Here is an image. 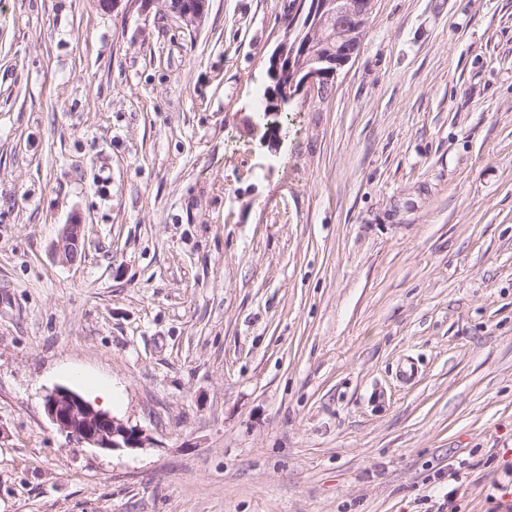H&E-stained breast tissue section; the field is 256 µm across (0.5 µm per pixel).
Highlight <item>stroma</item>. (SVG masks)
<instances>
[{
  "label": "stroma",
  "mask_w": 512,
  "mask_h": 512,
  "mask_svg": "<svg viewBox=\"0 0 512 512\" xmlns=\"http://www.w3.org/2000/svg\"><path fill=\"white\" fill-rule=\"evenodd\" d=\"M287 5L0 0V512L512 499V0H375L257 127ZM172 1L171 6L166 10L185 22L187 25H193L201 21L204 16L206 3L209 0H168ZM80 227L81 224H65L59 232L56 248L66 260L77 255ZM43 400L51 422L77 444L101 450L135 451L145 448L150 441L140 426L95 408L66 387L54 388Z\"/></svg>",
  "instance_id": "obj_1"
}]
</instances>
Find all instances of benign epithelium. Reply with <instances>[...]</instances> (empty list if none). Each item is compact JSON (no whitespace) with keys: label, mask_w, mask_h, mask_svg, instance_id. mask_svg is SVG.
I'll use <instances>...</instances> for the list:
<instances>
[{"label":"benign epithelium","mask_w":512,"mask_h":512,"mask_svg":"<svg viewBox=\"0 0 512 512\" xmlns=\"http://www.w3.org/2000/svg\"><path fill=\"white\" fill-rule=\"evenodd\" d=\"M208 0H172L167 11L193 25L204 16ZM375 0H290L282 39L269 58V75L275 87L269 92L270 112H279L300 94L327 98V77L357 53L374 11ZM311 30L321 51L312 57L288 52L291 36L298 27ZM80 225L64 224L56 248L69 260L77 255ZM44 410L51 422L81 445L101 450L135 451L150 438L138 425L95 408L78 393L56 387L44 396Z\"/></svg>","instance_id":"obj_1"}]
</instances>
